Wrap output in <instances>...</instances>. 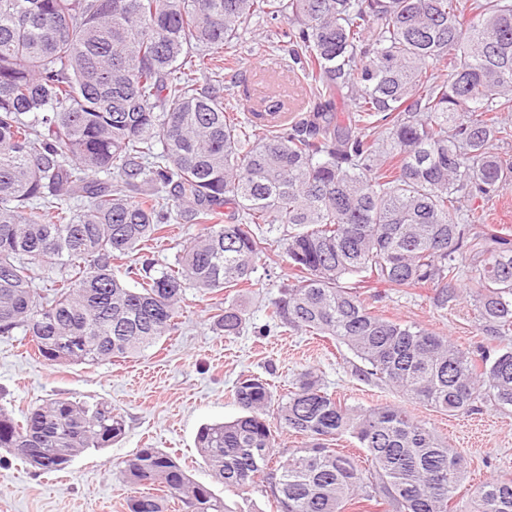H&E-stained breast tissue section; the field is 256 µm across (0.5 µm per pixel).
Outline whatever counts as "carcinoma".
I'll use <instances>...</instances> for the list:
<instances>
[{
	"label": "carcinoma",
	"instance_id": "1",
	"mask_svg": "<svg viewBox=\"0 0 512 512\" xmlns=\"http://www.w3.org/2000/svg\"><path fill=\"white\" fill-rule=\"evenodd\" d=\"M254 16L287 20L290 71L306 87V115L275 128L259 112L240 118L216 79ZM509 142L512 0H0V336L20 329L59 364L133 356L177 329L185 289L249 284L266 251L256 229L286 224L296 278L274 302L277 322L346 345L359 375L435 409L512 407V347L465 350L342 285L427 286L446 309L464 276L481 319L507 335L512 239L467 202L512 187V160L493 151ZM100 173L150 189L133 197ZM74 196L88 205L71 209ZM223 207L239 216L209 223ZM183 221L202 231L155 269L150 249ZM55 267L60 278L39 286ZM213 325L236 336L241 312L221 309ZM234 396L243 415L202 427L196 448L227 489L262 478L278 512H450L467 477L433 428L397 406H347L311 371L279 399L252 375ZM274 402L279 427L305 438L286 458ZM124 432L106 401L58 398L22 422L0 407V451L39 473ZM345 435L363 459L328 446ZM120 474L194 512H230L158 448ZM127 507L163 512L151 493ZM469 512H512V477L477 485Z\"/></svg>",
	"mask_w": 512,
	"mask_h": 512
}]
</instances>
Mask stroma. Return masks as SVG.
<instances>
[{
    "label": "stroma",
    "instance_id": "35a3bbf8",
    "mask_svg": "<svg viewBox=\"0 0 512 512\" xmlns=\"http://www.w3.org/2000/svg\"><path fill=\"white\" fill-rule=\"evenodd\" d=\"M286 29L281 19L254 18L244 25L235 46L237 62L223 72L226 98H239L245 83L260 89L259 69L277 56ZM261 230L268 250L256 262L251 286L217 295L186 289L177 331L137 356L93 365L54 364L34 354L23 331L0 336V406L14 417L57 398H77L108 401L125 420L119 440L85 450L56 473H38L12 456L1 457L0 512H128L129 499L141 489L121 477L119 464L141 448L175 454L195 481L212 486L230 512H274L263 487L238 493L214 482L195 439L203 425L240 415L233 397L240 376L267 380L280 395L308 370L347 405L401 407L461 451L469 467L453 501L455 512H466L471 489L488 476H512L511 408L482 404L472 413L452 415L409 400L382 382L358 376L359 360L345 345L274 323L272 304L282 285L292 282L293 272L283 225L265 224ZM364 295L377 314L447 335L470 350L488 342L512 344V336L499 338L485 329L469 299L442 310L429 288L380 285L366 288ZM230 305L239 308L243 329L236 336L217 334L212 317Z\"/></svg>",
    "mask_w": 512,
    "mask_h": 512
}]
</instances>
